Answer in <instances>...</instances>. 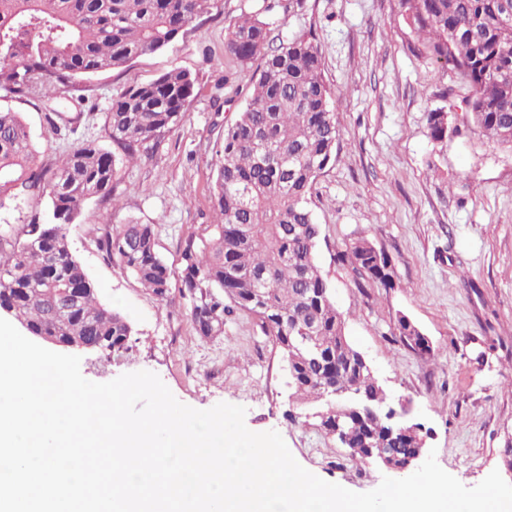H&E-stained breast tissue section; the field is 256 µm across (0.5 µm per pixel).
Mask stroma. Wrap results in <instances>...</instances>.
Returning <instances> with one entry per match:
<instances>
[{"label":"stroma","mask_w":512,"mask_h":512,"mask_svg":"<svg viewBox=\"0 0 512 512\" xmlns=\"http://www.w3.org/2000/svg\"><path fill=\"white\" fill-rule=\"evenodd\" d=\"M270 4L273 34L312 32L333 93L341 131L336 159L312 190L322 228L319 262L351 344L368 360L391 407L406 404L423 427L438 464L478 485L491 471L507 474L512 452V153L485 136L459 130L433 142L426 114L462 106L467 84L421 49L398 0H215L179 41L156 56L78 81L76 130L50 127L40 91L5 98L19 112L37 150L54 164L74 143L111 147L105 114L127 88L172 69L196 77L184 117L114 182L120 207L87 201L71 237L102 303L120 312L132 333L125 350L81 352L82 375L108 382L124 373H156L181 403L205 410L245 407L254 432L277 431L297 462L325 481L355 492L377 488L386 469L356 467L316 419L298 415L281 355L244 314L223 335L204 339L184 300L161 303L99 247L107 225H154L158 252L179 281V240L219 223L213 206L217 131L244 103L251 71L235 72L224 51L227 27L241 12ZM115 198V199H116ZM369 241L388 255L392 287L360 288L336 249ZM407 318L427 339L422 353L397 331Z\"/></svg>","instance_id":"obj_1"}]
</instances>
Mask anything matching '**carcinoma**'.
I'll return each mask as SVG.
<instances>
[{
    "label": "carcinoma",
    "mask_w": 512,
    "mask_h": 512,
    "mask_svg": "<svg viewBox=\"0 0 512 512\" xmlns=\"http://www.w3.org/2000/svg\"><path fill=\"white\" fill-rule=\"evenodd\" d=\"M414 32L439 60L452 64L470 85L464 126L512 152V0H399ZM214 0H0V91L14 97L33 88L47 100L83 78L155 56L176 41ZM262 7L228 26L224 50L243 69L260 66L236 119L217 143L214 208L221 222L180 240L179 292L190 304L197 335L224 334L229 316L251 317L288 365L293 398L303 410L317 404L326 384L369 395L374 413L347 420L350 459L366 465L364 442L381 443L396 466L405 464L415 436L387 417V399L368 365L346 337L332 287L317 260L321 225L311 190L336 159L340 129L323 75L318 47L301 33L274 43ZM196 77L171 70L130 87L112 101L105 123L116 154L86 141L58 164L36 167L35 147L19 113L0 108V209L20 199L49 197L45 221L31 219L23 236L0 231V310L32 336L62 344L85 343L114 353L126 348L129 322L101 303L71 249L84 204L95 197L119 200L113 183L120 166L137 159L188 111ZM53 128L73 124L47 106ZM432 141L448 139V106L427 114ZM99 246L159 300L169 298L171 272L157 251L151 224L134 220L106 230ZM357 287L392 285L388 257L357 240L336 252ZM312 330L318 354L289 343ZM398 335L425 351L427 341L409 320Z\"/></svg>",
    "instance_id": "carcinoma-1"
}]
</instances>
